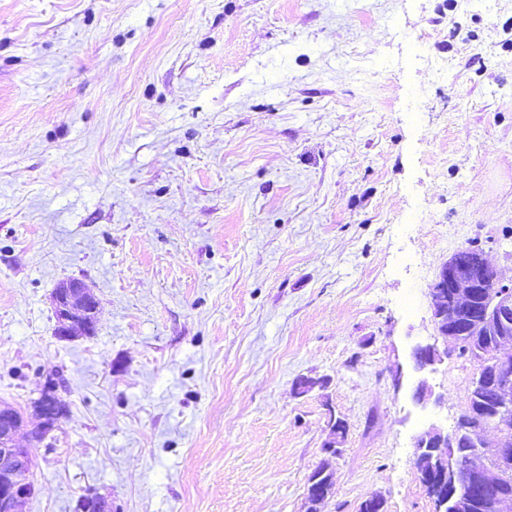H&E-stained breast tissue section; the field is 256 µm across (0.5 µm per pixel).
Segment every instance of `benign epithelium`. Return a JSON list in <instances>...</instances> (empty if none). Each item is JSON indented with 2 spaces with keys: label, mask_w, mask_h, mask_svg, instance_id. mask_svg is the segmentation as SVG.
I'll return each instance as SVG.
<instances>
[{
  "label": "benign epithelium",
  "mask_w": 512,
  "mask_h": 512,
  "mask_svg": "<svg viewBox=\"0 0 512 512\" xmlns=\"http://www.w3.org/2000/svg\"><path fill=\"white\" fill-rule=\"evenodd\" d=\"M56 336L69 340L93 333L98 300L80 279L61 281L52 293ZM436 335L454 348L468 342L476 371L467 384L466 406L451 433L432 427L416 442V476L433 498L436 512H512V492L505 482L512 474V286L506 284L481 254L470 262L452 255L444 262L429 289ZM414 368L425 371L440 361L433 344L412 348ZM490 410L492 422L477 420L473 403ZM39 427L34 440L53 431L63 415L55 386L45 387L33 402ZM25 424L15 408L0 406V512H23L35 495L33 459L17 445ZM496 432L492 442L488 430ZM346 424H331L324 452L340 453ZM332 471L309 476L302 512H320L332 491Z\"/></svg>",
  "instance_id": "benign-epithelium-1"
}]
</instances>
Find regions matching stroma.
I'll list each match as a JSON object with an SVG mask.
<instances>
[{"label": "stroma", "mask_w": 512, "mask_h": 512, "mask_svg": "<svg viewBox=\"0 0 512 512\" xmlns=\"http://www.w3.org/2000/svg\"><path fill=\"white\" fill-rule=\"evenodd\" d=\"M473 239L512 276V0H0V403L67 408L23 512H301L325 462L322 512H435L476 366L410 352ZM52 302L58 338L69 340L93 333L98 300L85 282L75 278L61 281L52 293ZM411 359L418 371L433 370L432 366L441 361L440 352L434 344L416 345L412 348Z\"/></svg>", "instance_id": "stroma-1"}]
</instances>
